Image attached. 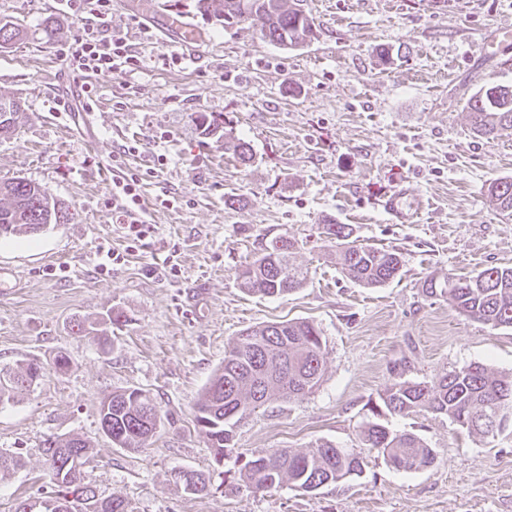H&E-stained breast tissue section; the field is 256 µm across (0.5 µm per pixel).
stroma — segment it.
Masks as SVG:
<instances>
[{
	"label": "stroma",
	"mask_w": 512,
	"mask_h": 512,
	"mask_svg": "<svg viewBox=\"0 0 512 512\" xmlns=\"http://www.w3.org/2000/svg\"><path fill=\"white\" fill-rule=\"evenodd\" d=\"M161 1L114 0L109 26L127 33L140 64L92 77L86 111L54 50L78 19L58 0H0V23L19 31L0 48V97L22 104L17 130L0 137V181L39 184L73 215L0 239V369L49 364L60 352L71 361L0 404V450L25 460L0 480V512L49 495L41 448L62 434L94 444L86 482L103 498L122 493L134 512H512V433L483 442L427 412L383 415L434 449V464L412 473L361 435L394 382H429L475 362L512 374V329L465 318L423 288L432 277L512 266V220L488 194L512 178V135L476 137L466 109L486 82L512 84V42L495 57L481 53L492 31L512 30V0H305L315 36L293 50L265 41L260 21L224 28L204 20L196 0H165L205 33L175 66L158 60L175 47L156 14ZM199 112L220 117L215 135L202 134ZM239 139L250 164L232 156ZM129 145L125 164L143 175L153 227L134 247L106 204L112 158ZM397 188L428 199L419 222L384 212ZM329 219L358 243L399 249L397 278L367 288L345 276L324 233ZM284 235L298 242L293 260L308 268L306 284L283 297L243 293L238 271ZM104 242L124 256L105 269ZM167 259L173 272L156 275ZM110 309L126 321L106 354L71 321ZM297 319L327 340L323 380L304 399L244 419L237 453L329 441L361 452L363 475L316 492L185 494L171 474L212 468L194 417L231 339ZM130 387L149 393L163 418L139 452L113 447L97 412L103 395Z\"/></svg>",
	"instance_id": "35a3bbf8"
}]
</instances>
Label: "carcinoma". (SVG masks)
Here are the masks:
<instances>
[{
  "label": "carcinoma",
  "instance_id": "carcinoma-1",
  "mask_svg": "<svg viewBox=\"0 0 512 512\" xmlns=\"http://www.w3.org/2000/svg\"><path fill=\"white\" fill-rule=\"evenodd\" d=\"M197 11L226 27L253 17L263 20L261 35L284 48L296 47L314 36L313 22L304 0H197ZM471 130L494 140L512 132V85L487 82L467 101ZM500 215L512 217V179L503 178L489 187ZM71 220L69 208L47 190L24 179L0 182V238L31 235L33 227L64 224ZM326 234L342 246L341 269L358 284L380 287L400 272L403 260L394 249L357 244L345 224L324 225ZM297 242L278 237L238 273L241 290L261 297H279L302 288L309 270L294 264L291 254ZM426 292L441 296L461 315L492 327L512 328V267L493 266L476 276L461 280L448 277L439 283H424ZM122 326L121 314L107 312L97 321L76 318L73 326L82 336L111 345L100 335L99 326ZM326 339L322 330L308 320L271 322L243 330L224 353V361L204 388L195 421L209 441L213 464L235 450V428L256 409L274 401L298 400L311 394L323 377ZM45 374L43 362L32 359L22 371H0V402L7 392L31 388ZM385 411L408 414L417 409L446 417L451 423L481 439L498 436L507 423L498 412L512 411V375L498 374L480 363L451 371L432 382L400 381L382 398ZM383 411V412H385ZM100 419L111 421L112 439L118 448L140 451L149 446L162 417L149 394L138 388L114 391L101 398ZM383 412L372 407L374 420L362 434L366 447L374 450L393 468L416 472L431 466L434 450L414 433H397L379 423ZM42 454L55 487L52 497L64 499L69 512H134L130 501L119 493L98 497L84 481V468L94 457L93 444L77 436H59L43 444ZM21 454L0 451V480L22 468ZM365 462L359 454L329 441L317 442L306 451L282 449L270 455H251L239 471L240 486L255 490L277 489L285 483L306 492L338 485L363 474ZM194 487L189 489L174 473L182 489L192 495L208 494L213 474L193 471Z\"/></svg>",
  "mask_w": 512,
  "mask_h": 512
}]
</instances>
